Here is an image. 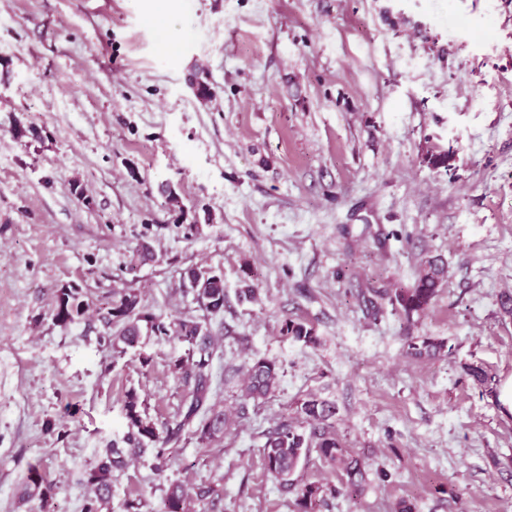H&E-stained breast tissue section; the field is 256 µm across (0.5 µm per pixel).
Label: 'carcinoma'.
Returning <instances> with one entry per match:
<instances>
[{
  "label": "carcinoma",
  "instance_id": "carcinoma-1",
  "mask_svg": "<svg viewBox=\"0 0 512 512\" xmlns=\"http://www.w3.org/2000/svg\"><path fill=\"white\" fill-rule=\"evenodd\" d=\"M175 213V227L189 234L201 222H209L210 214L200 213L198 205L187 206L177 188L169 181L159 185ZM155 261L152 247L142 242L125 270L137 268V264ZM197 294L196 302L207 314L214 316L224 310V274L213 268L192 266L181 273ZM447 278V269L439 259L422 263L413 285L399 288L391 299L394 309L409 323L428 309L438 295ZM89 309L81 289L63 285L57 290L53 309V320L62 326L74 324L84 318ZM105 323L112 328L109 342L115 352L138 343L142 331L155 336L175 335L187 344L188 358L177 359L173 366L177 370L190 367L194 387L183 418L169 424L160 431L148 419L136 391H130L124 404L127 433L120 442H112L98 454L94 465L86 472V485L92 490L84 506V512H101L112 494L113 473L123 467L125 458L143 452L148 446L156 449V457L165 458L166 448L181 442L185 426L198 415H203V424L196 430L201 444L215 441L226 431L224 412L210 405L211 365L215 356L213 334L209 324L198 318L183 317L169 321L161 315L144 310L138 295L127 290L112 294L107 302ZM283 336L306 345H317L318 336L313 326L294 319H285ZM407 354L415 359H433L446 355L447 342L433 336H405ZM245 387L242 390L240 409L246 410L247 401L264 402L275 395L279 387L280 371L275 362L255 359L242 366ZM464 373L474 383L489 386L492 375L479 363L464 366ZM336 404L330 400L309 395L297 401L294 416L280 421L265 434L262 457L266 471L295 491L297 512H314L317 498L325 493L333 496L341 493L337 487L325 488L303 481L302 469L312 454L328 466L343 472L345 485L362 493L367 485L368 459L353 454L336 432ZM24 497L38 498L46 503L52 498V486L37 480L31 481L24 490ZM164 512H188L187 497L181 484H170L163 502Z\"/></svg>",
  "mask_w": 512,
  "mask_h": 512
}]
</instances>
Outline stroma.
<instances>
[{
	"instance_id": "35a3bbf8",
	"label": "stroma",
	"mask_w": 512,
	"mask_h": 512,
	"mask_svg": "<svg viewBox=\"0 0 512 512\" xmlns=\"http://www.w3.org/2000/svg\"><path fill=\"white\" fill-rule=\"evenodd\" d=\"M165 181L210 223L177 229ZM145 238L159 261L122 274ZM436 256L448 283L412 332L449 354L416 360L389 297ZM191 265L224 273L210 402L230 425L201 445L193 422L165 460L127 459L104 512H162L174 480L216 486L192 512H295L261 446L309 394L392 473L320 512H512V414L463 372L512 374V0H0V512H82L127 391L180 420L185 344L115 353L99 307L129 288L152 313L203 317L180 281ZM64 284L91 305L66 327ZM287 316L319 344L282 337ZM259 358L280 385L242 419L241 367ZM34 471L48 505L21 497Z\"/></svg>"
}]
</instances>
